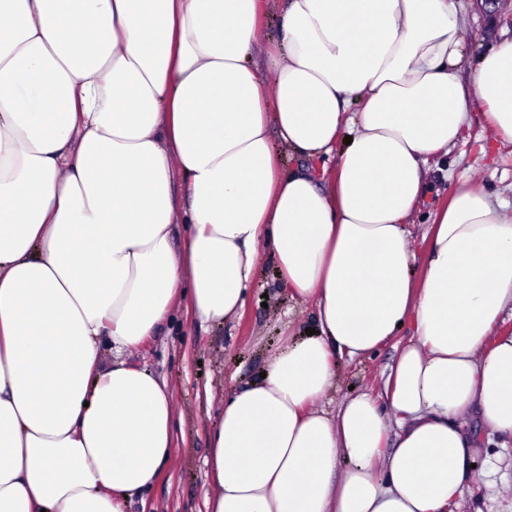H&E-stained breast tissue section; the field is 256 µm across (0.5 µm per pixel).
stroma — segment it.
<instances>
[{
  "label": "stroma",
  "mask_w": 512,
  "mask_h": 512,
  "mask_svg": "<svg viewBox=\"0 0 512 512\" xmlns=\"http://www.w3.org/2000/svg\"><path fill=\"white\" fill-rule=\"evenodd\" d=\"M460 4L474 37L467 58L512 39V0H500L494 17L480 0H460ZM467 176L491 196L512 197L507 189L512 183V144L493 138L479 107L469 110L461 140L450 147L434 171L435 192L424 197L414 216L410 231L418 252L427 248L422 235L433 212L447 204L457 179ZM256 279L240 318L202 324L182 312L156 336L124 353L127 364L147 370L169 385L176 408L172 463L145 498L131 501L126 512H205L211 491L205 461L216 419L209 396L258 380L283 337L304 335L306 328L315 326L313 307L298 305L290 298L268 248L259 250ZM396 355L389 343L365 358L340 359V395L368 390L380 396ZM476 465L478 470L493 472L496 481L512 484V447H503L501 438L482 436Z\"/></svg>",
  "instance_id": "stroma-1"
}]
</instances>
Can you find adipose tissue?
<instances>
[{
    "label": "adipose tissue",
    "instance_id": "obj_1",
    "mask_svg": "<svg viewBox=\"0 0 512 512\" xmlns=\"http://www.w3.org/2000/svg\"><path fill=\"white\" fill-rule=\"evenodd\" d=\"M265 2L0 0V512L153 487L171 393L100 344L239 317L262 241L319 332L218 400L206 512H463L471 424L512 438V206L462 179L425 257L406 228L471 108L512 142V40L465 81L457 0H280L275 44ZM406 327L382 399L337 397Z\"/></svg>",
    "mask_w": 512,
    "mask_h": 512
}]
</instances>
